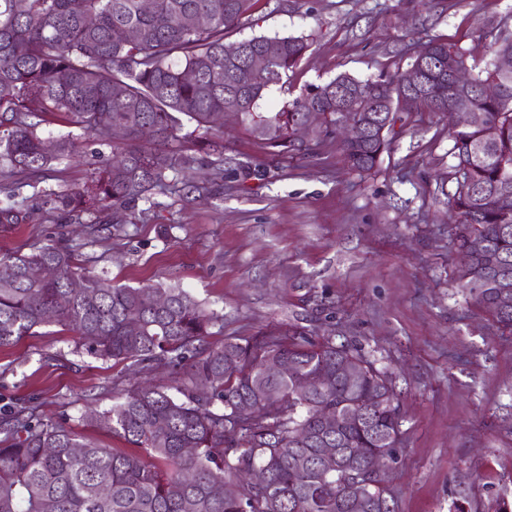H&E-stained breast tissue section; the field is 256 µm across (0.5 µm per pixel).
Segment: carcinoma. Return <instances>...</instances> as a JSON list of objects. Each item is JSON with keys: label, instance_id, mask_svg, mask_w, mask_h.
<instances>
[{"label": "carcinoma", "instance_id": "cac0c4a2", "mask_svg": "<svg viewBox=\"0 0 512 512\" xmlns=\"http://www.w3.org/2000/svg\"><path fill=\"white\" fill-rule=\"evenodd\" d=\"M254 0H0V224H18L26 200L18 189L49 161L75 158L74 142L61 139L42 150L43 127L56 122L110 137L123 130L116 160L93 169L80 188L44 195L48 214L100 224V214L147 202L174 186L177 167L213 157L207 179L188 189L213 195L224 174V112L240 114L239 130L272 157H309L324 139L340 138L345 164L373 169L389 149L385 133L359 141L341 138L338 113L346 104L368 126L400 112H467L477 109L497 130L456 120L451 155L460 176L453 196L457 248L467 250L460 288L512 332V71L490 62L472 73V85L496 79L495 99L473 90L448 93V83L428 82L407 101L405 72L360 79L347 73L307 85L276 112L260 102L288 82L307 55L305 36L260 35L240 41L265 55L268 69L255 74L245 59L224 58L228 30ZM188 14L209 19L204 29L186 27ZM93 16V26L86 18ZM135 28L134 42L123 32ZM441 55L468 62L466 52L436 36L413 51V63ZM320 115L314 138L304 143L296 128ZM77 247H38L0 254V348L55 322L79 336L92 356L115 363H159L180 372L177 394L141 386L112 396L101 414L77 417L82 427L105 424L130 453L83 442L67 422L20 406L0 414V512H394L380 481L355 469V460L399 441V404L391 383L358 350L330 340L308 341L301 327H271L258 336L208 341L224 316L178 285L130 287L83 271ZM54 269L51 279L38 275ZM272 359L288 368L266 373ZM353 359L366 364L357 381L339 374ZM320 371L328 377L308 395L297 379ZM282 404L271 408L266 391ZM338 417L368 412L328 436L320 406ZM82 452L76 453L74 449ZM194 449L187 455L184 449ZM333 448L338 461L318 454ZM341 466L318 478L316 470ZM267 470L263 484L248 475ZM108 494L100 496V489ZM359 500L347 507L346 496Z\"/></svg>", "mask_w": 512, "mask_h": 512}]
</instances>
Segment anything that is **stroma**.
I'll return each mask as SVG.
<instances>
[{"instance_id":"obj_1","label":"stroma","mask_w":512,"mask_h":512,"mask_svg":"<svg viewBox=\"0 0 512 512\" xmlns=\"http://www.w3.org/2000/svg\"><path fill=\"white\" fill-rule=\"evenodd\" d=\"M275 33L311 42L291 79L297 92L342 73L404 70L409 49L432 36L485 65L512 36V0H256L225 42ZM390 137L375 168L357 172L333 140L269 162L230 124L225 157L264 164V177L225 176L202 202L156 193L149 212L111 213L118 231L85 238L69 220L49 221L37 195L73 188L112 159V143L86 137L80 158L21 188L26 218L0 224V253L75 244L81 266L116 284L186 289L223 314V336L297 325L360 349L398 393L399 443L383 474L395 512H486L496 496L512 501V333L458 286L447 114L398 113ZM76 341L52 323L1 348L0 409L29 401L74 418L109 408L113 389L176 378L161 364L96 359Z\"/></svg>"}]
</instances>
